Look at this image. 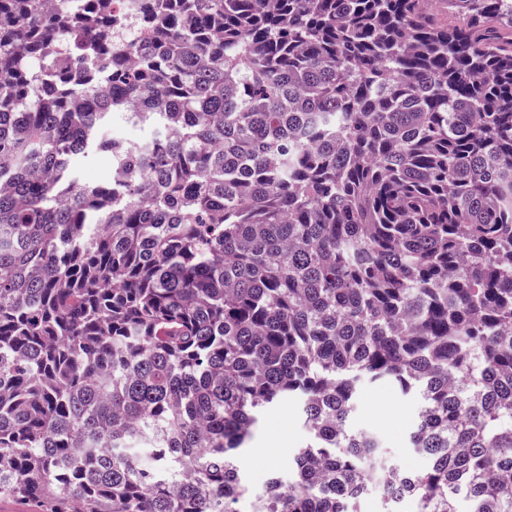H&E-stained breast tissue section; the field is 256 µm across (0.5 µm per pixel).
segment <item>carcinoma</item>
Here are the masks:
<instances>
[{
    "label": "carcinoma",
    "mask_w": 512,
    "mask_h": 512,
    "mask_svg": "<svg viewBox=\"0 0 512 512\" xmlns=\"http://www.w3.org/2000/svg\"><path fill=\"white\" fill-rule=\"evenodd\" d=\"M42 2L0 0V497L512 512V0H141L129 44L121 0ZM381 380L422 471L349 426ZM307 440L308 433L294 401L289 400L268 412L249 447L239 457V465L247 474L253 494H263L273 474H279L288 482L293 456Z\"/></svg>",
    "instance_id": "1"
}]
</instances>
